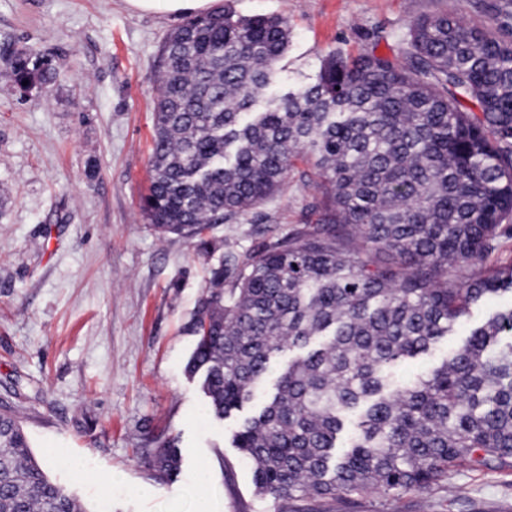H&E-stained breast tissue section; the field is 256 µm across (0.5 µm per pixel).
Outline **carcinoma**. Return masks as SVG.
I'll return each mask as SVG.
<instances>
[{
	"instance_id": "carcinoma-1",
	"label": "carcinoma",
	"mask_w": 512,
	"mask_h": 512,
	"mask_svg": "<svg viewBox=\"0 0 512 512\" xmlns=\"http://www.w3.org/2000/svg\"><path fill=\"white\" fill-rule=\"evenodd\" d=\"M288 38L284 17L226 6L160 48L141 202L157 231L205 247L215 225L273 200L296 162L312 166L313 221L257 253L229 245L209 272L186 363L208 415L253 408L232 446L280 512L511 464L512 262L487 258L512 220V38L463 13L412 17L392 54L332 51L277 92ZM13 75L27 92L54 78L23 53ZM459 328L440 365L393 377ZM140 453L165 479L180 471L174 440ZM0 512H85L7 411Z\"/></svg>"
}]
</instances>
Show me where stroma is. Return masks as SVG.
<instances>
[{
    "label": "stroma",
    "mask_w": 512,
    "mask_h": 512,
    "mask_svg": "<svg viewBox=\"0 0 512 512\" xmlns=\"http://www.w3.org/2000/svg\"><path fill=\"white\" fill-rule=\"evenodd\" d=\"M497 0H231L288 21L283 83L334 50L388 52L409 17L494 21ZM181 21L125 0H0V407L16 411L48 477L87 512H278L256 494L185 363L186 325L226 243L255 253L300 228L312 193L297 164L282 193L216 225L208 249L162 237L140 200L150 177L159 47ZM51 59L54 83L22 96L17 52ZM176 439L170 479L138 456ZM336 512H512V466L452 471L446 487Z\"/></svg>",
    "instance_id": "obj_1"
}]
</instances>
